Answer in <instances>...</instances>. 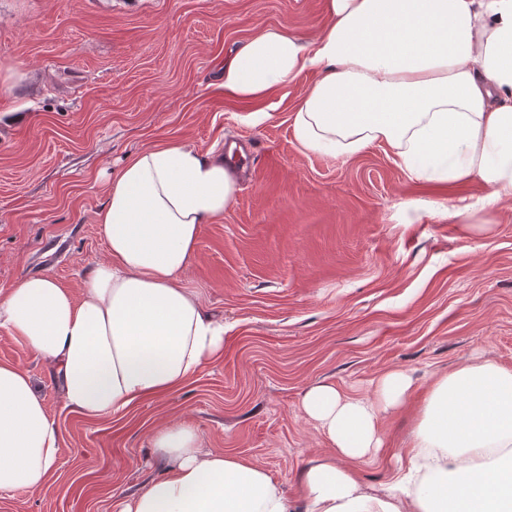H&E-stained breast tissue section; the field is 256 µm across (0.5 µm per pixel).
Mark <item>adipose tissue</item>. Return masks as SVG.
<instances>
[{
    "label": "adipose tissue",
    "instance_id": "obj_1",
    "mask_svg": "<svg viewBox=\"0 0 512 512\" xmlns=\"http://www.w3.org/2000/svg\"><path fill=\"white\" fill-rule=\"evenodd\" d=\"M329 12L310 44L257 31L225 60V94L259 105L315 72L292 114L303 151L352 157L378 144L411 177H476L488 203L512 200V0H329ZM237 180L215 152L145 148L106 185L97 222L107 256L79 290L41 274L0 296V329L51 365L66 408L114 417L223 356V319L180 273ZM411 405L410 451L388 487L369 490L357 466L384 448L382 417ZM302 407L333 450L303 474L307 512H512V367L470 359L422 393L394 369L373 396L318 384ZM151 446L163 471L122 512H292L262 467L203 448L180 419L153 429ZM61 452L30 374L0 362V493L38 489Z\"/></svg>",
    "mask_w": 512,
    "mask_h": 512
}]
</instances>
